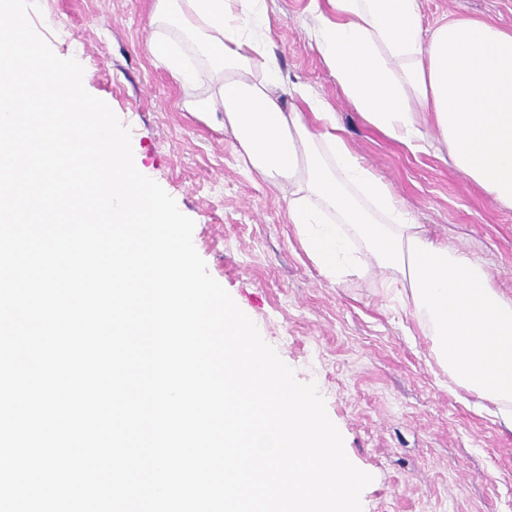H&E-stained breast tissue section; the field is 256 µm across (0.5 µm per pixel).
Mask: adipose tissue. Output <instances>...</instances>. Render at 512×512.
<instances>
[{
    "label": "adipose tissue",
    "instance_id": "adipose-tissue-1",
    "mask_svg": "<svg viewBox=\"0 0 512 512\" xmlns=\"http://www.w3.org/2000/svg\"><path fill=\"white\" fill-rule=\"evenodd\" d=\"M265 2L155 0L149 49L195 90L189 110L219 118L243 167L280 192L319 272L337 281L378 272L456 385L494 404L512 431V299L412 220L326 102L284 84ZM310 4L317 49L363 119L413 152L436 139L457 170L512 207V31L457 16L424 33L420 0Z\"/></svg>",
    "mask_w": 512,
    "mask_h": 512
}]
</instances>
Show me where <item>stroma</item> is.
<instances>
[{
    "mask_svg": "<svg viewBox=\"0 0 512 512\" xmlns=\"http://www.w3.org/2000/svg\"><path fill=\"white\" fill-rule=\"evenodd\" d=\"M29 18L131 133L137 169L195 223L209 274L302 382H315L347 456L373 477L363 512H512V432L437 362L410 311L370 276L330 280L303 251L279 192L231 138L184 107L189 92L149 50L153 0H37ZM287 85L330 103L352 151L416 223L484 265L512 298V207L492 201L430 142L411 153L369 129L317 49L309 0H266ZM424 23L462 15L512 27V0H421Z\"/></svg>",
    "mask_w": 512,
    "mask_h": 512,
    "instance_id": "1",
    "label": "stroma"
}]
</instances>
